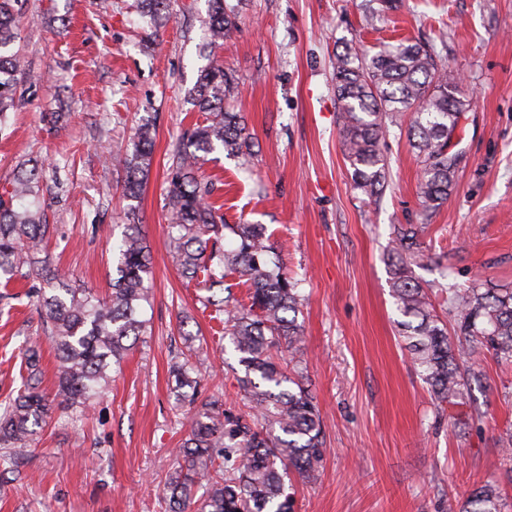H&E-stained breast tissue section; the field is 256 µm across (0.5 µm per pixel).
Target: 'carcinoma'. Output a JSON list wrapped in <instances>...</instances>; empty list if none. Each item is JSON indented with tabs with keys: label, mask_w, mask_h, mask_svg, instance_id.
I'll use <instances>...</instances> for the list:
<instances>
[{
	"label": "carcinoma",
	"mask_w": 512,
	"mask_h": 512,
	"mask_svg": "<svg viewBox=\"0 0 512 512\" xmlns=\"http://www.w3.org/2000/svg\"><path fill=\"white\" fill-rule=\"evenodd\" d=\"M170 0H137L140 17L157 35L170 19ZM400 0H366L365 21L388 19ZM202 57L208 60L189 92L206 120L184 129L168 156L165 207L169 252L178 272L208 292L204 307L222 317L245 376L239 407L218 397L199 399L187 345L171 361L176 396L191 405L183 420L187 435L176 450L178 465L165 478L168 512H294L291 472L311 481L324 459V428L314 396L288 372L285 352L303 342L298 320L303 306L297 282L271 265L264 224H226L209 202L212 181L199 174L205 155L220 148L229 156L252 155L254 142L244 114L226 106L234 97L235 75L211 61V51L238 28V6L207 0ZM23 0H0V132L24 100L27 61L14 49ZM337 130L356 189L378 201L388 183L389 164L382 140L390 129L406 132L417 158L420 217L428 219L457 188L459 153L451 150L460 120L471 106L449 63L428 43L399 41L373 54L346 45L333 63ZM154 124L143 120L121 154L123 196L134 201L151 170ZM43 168L22 163L0 192V283L23 275L40 279L37 306L43 331L59 361L53 395L41 389L38 349H23L24 374L14 397L0 405V447L11 456L27 452L37 430L56 410L86 411L109 391L119 368L143 335L142 311L152 286L149 245L137 208L128 207L116 247L110 292L71 288L47 254L50 225L39 191ZM418 225L396 224L389 263L391 297L404 320L398 322L414 367L436 400L462 398L478 377L469 365L470 342L512 361V289L442 288L446 317L437 314L412 267L426 258ZM235 247L222 244L224 230ZM236 275L248 285V302L224 295V278ZM453 328L457 340L448 335ZM462 512H502L497 487L471 492Z\"/></svg>",
	"instance_id": "1"
}]
</instances>
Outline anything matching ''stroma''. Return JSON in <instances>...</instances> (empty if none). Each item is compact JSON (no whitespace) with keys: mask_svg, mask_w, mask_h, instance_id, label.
I'll return each instance as SVG.
<instances>
[{"mask_svg":"<svg viewBox=\"0 0 512 512\" xmlns=\"http://www.w3.org/2000/svg\"><path fill=\"white\" fill-rule=\"evenodd\" d=\"M132 0H25L18 48L29 62L25 102L0 134V188L16 166L45 160L50 259L76 288L105 294L126 205L112 159L135 121L156 119L149 181L137 201L153 277L147 328L86 414L49 421L28 454L0 464V512H166L160 480L184 436L168 364L194 336L201 395L242 403L244 374L221 347L202 286L172 265L164 208L168 151L203 122L187 101L205 61L207 0H174L155 41ZM364 0H244L215 57L238 78L256 140L250 161L209 154L202 173L228 224L266 225L274 257L306 298L304 341L289 358L316 392L326 452L318 478L294 479L296 512H459L477 486L504 491L512 512V361L478 350L480 380L464 399H434L396 333L387 261L394 225L419 223L418 165L405 136L385 140L380 203L352 186L336 129L332 61L352 44L376 52L401 39L449 57L472 105L461 121L459 186L420 234L423 284L512 286V0H403L367 27ZM57 124H49L50 115ZM0 316V402L20 386L23 341L35 344L53 392L57 361L30 290Z\"/></svg>","mask_w":512,"mask_h":512,"instance_id":"stroma-1","label":"stroma"}]
</instances>
